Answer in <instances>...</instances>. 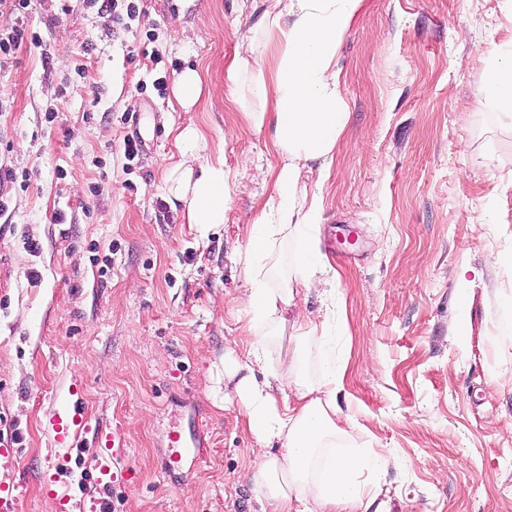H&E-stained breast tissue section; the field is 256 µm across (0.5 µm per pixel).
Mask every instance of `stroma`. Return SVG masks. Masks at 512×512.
I'll list each match as a JSON object with an SVG mask.
<instances>
[{
  "label": "stroma",
  "mask_w": 512,
  "mask_h": 512,
  "mask_svg": "<svg viewBox=\"0 0 512 512\" xmlns=\"http://www.w3.org/2000/svg\"><path fill=\"white\" fill-rule=\"evenodd\" d=\"M272 4L141 0L118 31L88 0L21 10L41 42L0 67V165L16 173L0 184V443L22 436L18 512L59 505L44 478L73 389L136 478L98 483L84 441L62 491L111 512H258L224 351L250 340L233 250L279 157L225 72ZM495 47L512 48L505 0H363L336 53L348 123L329 169L302 172L336 272L337 403L353 447L386 460L387 512H512V126L478 98ZM187 67L204 81L189 112L174 95ZM189 124L235 174L227 220L204 236L164 189Z\"/></svg>",
  "instance_id": "stroma-1"
}]
</instances>
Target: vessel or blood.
<instances>
[{
    "label": "vessel or blood",
    "instance_id": "1",
    "mask_svg": "<svg viewBox=\"0 0 512 512\" xmlns=\"http://www.w3.org/2000/svg\"><path fill=\"white\" fill-rule=\"evenodd\" d=\"M92 438L100 452L94 465L98 481L118 485H126L133 481L131 467H120L115 463L118 451L114 440L104 428L91 427L86 418L83 401L79 396H72L64 411L55 422L54 438L63 444L83 438Z\"/></svg>",
    "mask_w": 512,
    "mask_h": 512
}]
</instances>
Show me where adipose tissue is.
<instances>
[{
	"instance_id": "1",
	"label": "adipose tissue",
	"mask_w": 512,
	"mask_h": 512,
	"mask_svg": "<svg viewBox=\"0 0 512 512\" xmlns=\"http://www.w3.org/2000/svg\"><path fill=\"white\" fill-rule=\"evenodd\" d=\"M274 2L264 34L275 49L270 71L249 73L257 51L250 43L226 73L231 85L248 82L254 102L244 117L255 131L273 127L280 162L273 197L245 227L241 301L252 341L246 353H224V379L232 384L224 401L236 405L254 441L251 482L260 512H365L368 486L360 476L380 474L381 462L343 447L354 420L336 405L345 370L327 357L326 325L288 314L302 290L336 296V273L308 222L316 206L299 180L304 162L330 166L347 124L336 51L363 0ZM479 96L512 121L511 56H490ZM176 142L179 159L166 191L204 235L226 220L234 174L223 157L200 162L203 142L194 125Z\"/></svg>"
}]
</instances>
